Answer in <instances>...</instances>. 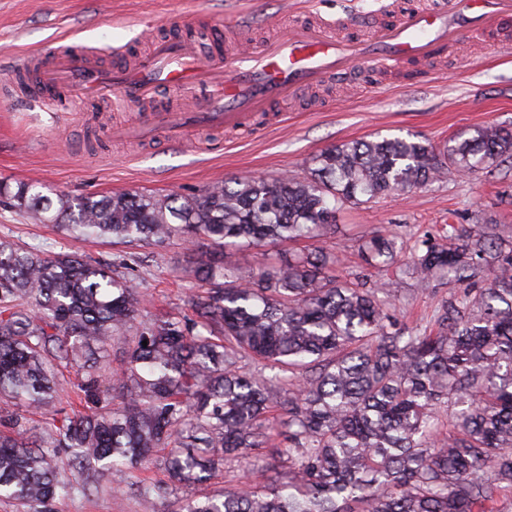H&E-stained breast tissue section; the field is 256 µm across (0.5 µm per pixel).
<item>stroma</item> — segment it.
Instances as JSON below:
<instances>
[{
  "instance_id": "35a3bbf8",
  "label": "stroma",
  "mask_w": 512,
  "mask_h": 512,
  "mask_svg": "<svg viewBox=\"0 0 512 512\" xmlns=\"http://www.w3.org/2000/svg\"><path fill=\"white\" fill-rule=\"evenodd\" d=\"M385 0H0V182L40 180L47 195H103L120 190L188 194L242 175L276 178L304 175L321 149L348 141L415 135L444 144L460 132L488 124L512 128V35L497 40L472 32L448 59L429 65L424 76L410 77L391 61L361 67L346 78L303 94L268 113L261 129L223 130L217 145L191 129L186 146L139 142L122 136L124 125L141 110L120 102L52 109L18 95L11 75L27 56L46 43L74 34L103 66L113 50H145L166 37L178 21L209 17L222 33L237 28V16L267 15L268 27L245 32L249 47H260L308 18V10L335 21L339 38H359L354 15L380 13ZM433 224H495L512 240V162L493 171L464 176L455 171L406 195L341 207L336 229L325 247L338 255L340 275L359 273L377 281L359 256L364 237L396 233L413 241ZM0 239L46 255L76 253L108 266L124 259L142 284L148 315L175 313L194 291L181 270L203 249L174 242L164 247L128 246L101 240H76L57 225L35 224L17 208L0 203ZM452 292L442 280L408 278L396 290L391 310L412 327L433 321ZM279 464L252 474L233 460L210 483L181 488L164 499H147L133 489L116 494L103 484L90 496L76 495L59 512H176L179 500L211 496L241 481L281 482Z\"/></svg>"
}]
</instances>
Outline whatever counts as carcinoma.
Instances as JSON below:
<instances>
[{
  "instance_id": "carcinoma-1",
  "label": "carcinoma",
  "mask_w": 512,
  "mask_h": 512,
  "mask_svg": "<svg viewBox=\"0 0 512 512\" xmlns=\"http://www.w3.org/2000/svg\"><path fill=\"white\" fill-rule=\"evenodd\" d=\"M506 157L512 129L493 124L442 146L412 135L336 144L304 176H242L191 194L61 195L55 208L38 182L0 183V198L76 239L213 248L182 270L201 289L188 311L146 317L140 281L119 267L0 240V401L15 406L0 408V499L57 512L162 450L165 478L138 489L166 497L228 458L261 470L272 448L288 463L284 481L226 487L178 512H492L487 503L512 493V241L497 226H434L407 252L397 235L372 234L359 251L386 276L373 285L337 276L321 246L248 270L221 251L318 242L344 205ZM409 275L457 285L429 326L391 312ZM113 340L125 345L116 397L105 366L86 359ZM246 360L258 369L243 370ZM67 372L79 406L29 442L26 413L53 402Z\"/></svg>"
}]
</instances>
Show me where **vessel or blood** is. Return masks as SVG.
<instances>
[{
	"instance_id": "1",
	"label": "vessel or blood",
	"mask_w": 512,
	"mask_h": 512,
	"mask_svg": "<svg viewBox=\"0 0 512 512\" xmlns=\"http://www.w3.org/2000/svg\"><path fill=\"white\" fill-rule=\"evenodd\" d=\"M384 19H371L365 40L338 39L327 32L328 20L297 25L291 36L265 42L262 49L238 48L231 53L214 46L200 57L194 39L177 34L153 41L146 55H126L103 73L85 46L51 42L40 53L49 59L42 82L47 105L76 101L90 103L115 98L125 103L151 105L128 137L149 140L163 135L175 147L183 146L182 129L221 128L242 123L274 103L298 98L309 88L332 81L361 62L392 60L424 66L447 57L469 32L483 30L505 36L512 33V0H448L440 8L402 5L388 0ZM166 84L175 100L156 101L159 84ZM204 93L203 101L185 107L182 95Z\"/></svg>"
}]
</instances>
